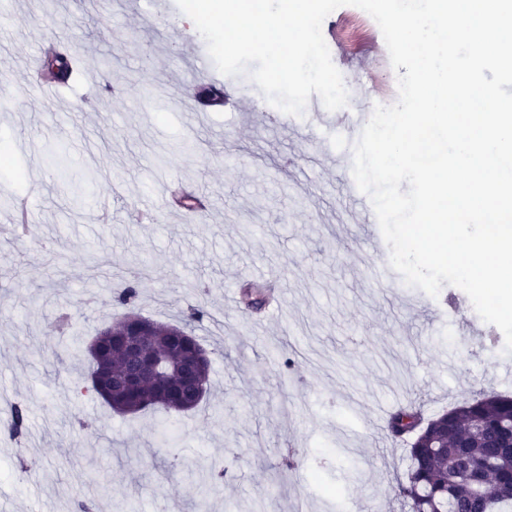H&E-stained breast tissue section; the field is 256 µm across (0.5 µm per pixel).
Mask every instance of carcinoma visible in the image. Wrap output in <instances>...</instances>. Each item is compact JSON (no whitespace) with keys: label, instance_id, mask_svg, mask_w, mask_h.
Segmentation results:
<instances>
[{"label":"carcinoma","instance_id":"carcinoma-1","mask_svg":"<svg viewBox=\"0 0 512 512\" xmlns=\"http://www.w3.org/2000/svg\"><path fill=\"white\" fill-rule=\"evenodd\" d=\"M47 62L56 66L54 79L67 85L73 58L57 47L46 50ZM180 327H167L153 335L152 344L169 360V373L160 385L129 396L105 386V378L125 367L124 337L117 336L88 351L91 383L86 392L112 411L133 414L150 408L182 414L196 409L203 399L181 395L174 386L182 360L200 345L198 337L180 336ZM20 440L27 432V407L14 404L7 424ZM390 437L409 440L407 466L399 494L408 512H505L512 506V397L490 394L474 398L432 417L412 407L400 408L389 419Z\"/></svg>","mask_w":512,"mask_h":512}]
</instances>
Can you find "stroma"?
Segmentation results:
<instances>
[{
	"label": "stroma",
	"mask_w": 512,
	"mask_h": 512,
	"mask_svg": "<svg viewBox=\"0 0 512 512\" xmlns=\"http://www.w3.org/2000/svg\"><path fill=\"white\" fill-rule=\"evenodd\" d=\"M181 16L174 2L156 15L147 0H10L0 17V195L14 199L0 204V496L20 512L87 498L93 512H400L406 445L387 412L512 395L499 382L512 354L449 323L451 295L458 318L476 315L460 288L375 282L368 231L347 219L341 111L299 138L286 113L259 110L248 77L220 73L224 100L202 120L179 107L206 47ZM322 34L336 68L362 76L354 104L396 102L371 16L340 7ZM51 43L79 49L81 73L42 100L31 65ZM250 270L255 285L277 280L281 314L242 302ZM131 282L135 313L157 323L205 305L198 409L121 416L81 390L89 361L73 351L125 314L114 297ZM19 401L17 441L3 425Z\"/></svg>",
	"instance_id": "1"
}]
</instances>
